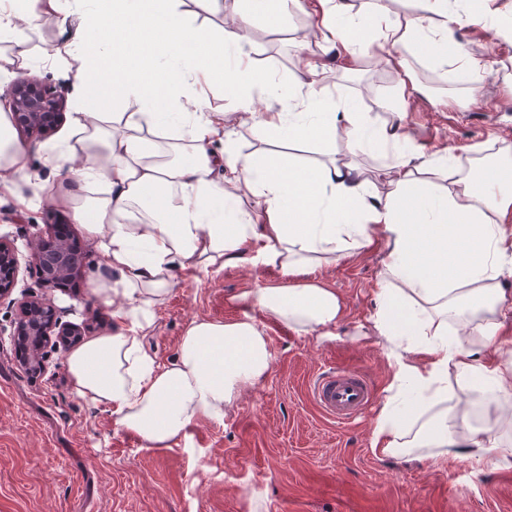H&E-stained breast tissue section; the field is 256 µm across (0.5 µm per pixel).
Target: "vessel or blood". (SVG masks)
Listing matches in <instances>:
<instances>
[{
    "label": "vessel or blood",
    "instance_id": "1",
    "mask_svg": "<svg viewBox=\"0 0 512 512\" xmlns=\"http://www.w3.org/2000/svg\"><path fill=\"white\" fill-rule=\"evenodd\" d=\"M311 393L317 406L340 424L356 420L374 398L371 383L355 368L321 372L312 382Z\"/></svg>",
    "mask_w": 512,
    "mask_h": 512
}]
</instances>
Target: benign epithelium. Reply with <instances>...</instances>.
<instances>
[{"mask_svg": "<svg viewBox=\"0 0 512 512\" xmlns=\"http://www.w3.org/2000/svg\"><path fill=\"white\" fill-rule=\"evenodd\" d=\"M9 111L14 125L24 134L37 138L48 135L62 117L66 107L64 92L56 86L37 78H26L12 83L8 90ZM0 262L9 265L12 271L19 267L18 253L13 242L0 236ZM28 265L35 270L42 288L57 286L59 276L69 275L77 264L63 251L46 252L42 240L31 242ZM61 309L54 301L45 297L29 296L19 302L18 321L12 326L10 335L37 337V350L33 361L44 365L45 343L53 336H74L77 328L73 324L60 322Z\"/></svg>", "mask_w": 512, "mask_h": 512, "instance_id": "benign-epithelium-1", "label": "benign epithelium"}]
</instances>
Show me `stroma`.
Here are the masks:
<instances>
[{
    "label": "stroma",
    "instance_id": "35a3bbf8",
    "mask_svg": "<svg viewBox=\"0 0 512 512\" xmlns=\"http://www.w3.org/2000/svg\"><path fill=\"white\" fill-rule=\"evenodd\" d=\"M310 24L302 12L280 22L253 17L245 49L258 70L295 80L302 49H317L303 42ZM455 38L483 60V81L458 86L437 80L441 67L434 61L416 63V74L442 104L413 100L405 129L417 149H448L467 167L512 144V41L472 23L456 25ZM326 81L358 111L381 115L395 75L369 61L348 69L337 59ZM75 140L67 117L51 135L28 139L31 179L23 189L35 203L21 208L0 196V235L14 238L20 258H27L33 234L48 236L56 224L66 225L82 250L94 247L67 211L36 199L47 177L43 149ZM384 249L377 239L321 270L343 303L335 339L302 335L255 313L268 342L267 376L244 387L223 419L196 420L168 448H145L75 393L66 365L70 346L47 348L48 366L37 373L22 364L13 337L0 335V512H512V465L378 456L371 450L378 411L339 425L310 397L316 374L350 365L386 399L393 367L370 333ZM105 271L103 257H96L94 266L75 273L68 291L52 293L86 340L112 327L111 308L91 290ZM176 280L147 341L162 364L177 355L191 320L240 319L239 294L284 278L273 268L244 265L201 281L180 272Z\"/></svg>",
    "mask_w": 512,
    "mask_h": 512
}]
</instances>
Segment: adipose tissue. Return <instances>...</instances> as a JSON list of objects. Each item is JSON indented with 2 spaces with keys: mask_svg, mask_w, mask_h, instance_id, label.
<instances>
[{
  "mask_svg": "<svg viewBox=\"0 0 512 512\" xmlns=\"http://www.w3.org/2000/svg\"><path fill=\"white\" fill-rule=\"evenodd\" d=\"M242 40L252 14L285 18L301 9L311 35L352 61L371 35L377 58L396 75L387 119L348 109L324 82L312 54L294 83L260 79L247 58L227 64L224 40L193 26L185 0H0V93L16 70L62 68L71 90L77 145L49 147L42 165L53 174L44 199L69 211L102 253L108 273L95 298L111 306V332L92 337L67 358L77 395L110 410L117 426L149 448H168L201 418L220 419L241 388L270 369L265 334L252 317L197 318L179 352L159 364L146 346L156 310L176 286L175 274H217L240 265L274 267L287 284L243 292L240 302L303 335L328 339L341 299L315 275L384 237L387 251L377 292L375 336L394 368L373 450L390 457L468 458L491 465L512 460L502 430H512V362L483 363L498 346L504 305L500 280L512 273V186L475 182L440 150L424 156L402 130L410 100L427 94L411 58L422 45L450 66L481 75L477 58L449 51L456 16L448 0H419L418 13L394 18L385 0H195ZM51 23L64 35L52 51L31 41ZM106 31L108 43L88 35ZM225 78L231 109L202 96ZM264 83L266 105L251 93ZM135 101L136 112L92 106ZM266 137L287 131L326 147V162H285L274 149L243 152L242 129ZM345 158H337V145ZM386 159L375 187L357 154ZM28 176V147L10 113L0 111V192L32 206L19 183ZM481 380L497 394L492 414L474 419L472 401L448 402V380Z\"/></svg>",
  "mask_w": 512,
  "mask_h": 512,
  "instance_id": "1",
  "label": "adipose tissue"
}]
</instances>
